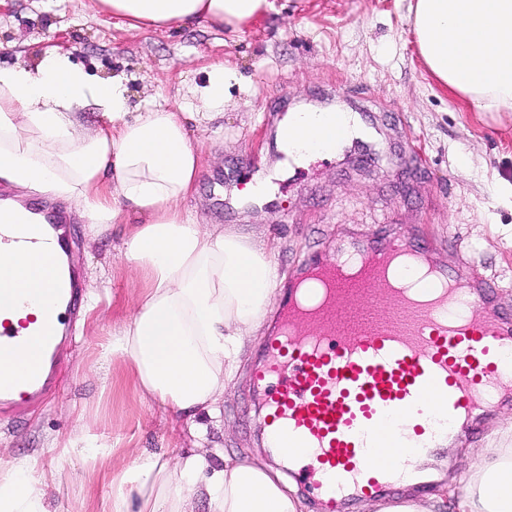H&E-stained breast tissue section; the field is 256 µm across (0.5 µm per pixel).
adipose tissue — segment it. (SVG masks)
<instances>
[{
    "label": "adipose tissue",
    "mask_w": 512,
    "mask_h": 512,
    "mask_svg": "<svg viewBox=\"0 0 512 512\" xmlns=\"http://www.w3.org/2000/svg\"><path fill=\"white\" fill-rule=\"evenodd\" d=\"M128 30L203 26L233 35L271 10V0H95ZM413 30L432 75L480 111H512V0H415ZM240 77L221 62L187 87L193 120L209 125L224 112ZM98 107L102 125L86 127L81 111ZM181 110L129 109L122 78L96 82L70 56L44 51L37 64L0 67V181L33 195L75 203L92 228L108 231L123 214L137 216L121 251L142 279L141 305L112 330L103 362L131 367L142 396L174 416L218 418L219 401L240 367L248 339L262 328L281 278L273 246L233 227L201 223L184 210L200 169ZM360 136L357 116L335 132L320 109L291 113L277 137L298 166L336 151L332 139ZM50 250H18L0 261V315L28 311L8 296L34 292L53 274ZM133 478L112 484L104 512H301L280 473L257 461L217 462L198 450L137 457ZM33 458L0 472V512H45L46 482ZM453 512H512V445L477 448L457 476Z\"/></svg>",
    "instance_id": "1"
}]
</instances>
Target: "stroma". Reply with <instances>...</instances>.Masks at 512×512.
Returning a JSON list of instances; mask_svg holds the SVG:
<instances>
[{
	"label": "stroma",
	"mask_w": 512,
	"mask_h": 512,
	"mask_svg": "<svg viewBox=\"0 0 512 512\" xmlns=\"http://www.w3.org/2000/svg\"><path fill=\"white\" fill-rule=\"evenodd\" d=\"M274 8L235 36L201 27L128 31L81 0H0V66L37 62L49 48L69 53L91 78L125 77L130 109L180 101L202 82L209 65L224 62L240 76L210 127L187 121L201 170L183 209L205 224H232L276 245L284 278L318 254L331 259L338 243L394 232L431 243L443 265H468L475 280L496 285L495 305L512 312V208L494 191L512 183V112H480L453 95L418 55L411 25L414 0H273ZM302 107L355 114L367 133L342 157L281 166L277 130ZM270 180L273 198L236 208L242 182ZM74 230L69 260L82 284L98 289L96 310L73 320L61 349L57 384L41 403L0 415V469L20 456L37 459L53 479L43 485L48 512H102L112 481L142 453L167 456L194 450L189 425L171 431L160 408L141 400L128 365H102L103 344L116 322L138 306L142 283L121 244L136 218L123 215L95 234L74 204L56 201ZM278 318L270 312L221 402L222 428L212 445L227 457L284 465L264 444L255 423L253 372ZM84 420L112 446L107 467L77 453L48 452ZM512 406L492 409L478 430L429 454L420 468L429 486L396 485L383 507L406 499L447 496L449 459L465 465L471 448L511 443L503 427Z\"/></svg>",
	"instance_id": "stroma-1"
}]
</instances>
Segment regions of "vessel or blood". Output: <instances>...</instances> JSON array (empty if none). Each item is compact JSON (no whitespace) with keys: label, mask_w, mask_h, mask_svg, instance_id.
<instances>
[{"label":"vessel or blood","mask_w":512,"mask_h":512,"mask_svg":"<svg viewBox=\"0 0 512 512\" xmlns=\"http://www.w3.org/2000/svg\"><path fill=\"white\" fill-rule=\"evenodd\" d=\"M45 219L43 241L69 252L66 217L37 205ZM430 253L429 245L397 235L337 247L333 267L348 257L368 271L363 287L336 281L326 305L300 315V331L280 328L254 370L263 393L259 422L276 450L294 463L297 484L328 506L362 496L389 495L407 472V459L389 467L375 462L373 445L394 437V421L408 420L402 447L431 451L473 429L486 409L512 398V314L488 301L489 283L461 289L465 269L442 268L415 293L394 288L377 265L393 248ZM79 311L77 288L56 291L53 311L12 323L0 319V348H17L44 335L46 362L28 376L0 382V414L43 400L58 365L51 323Z\"/></svg>","instance_id":"vessel-or-blood-1"}]
</instances>
